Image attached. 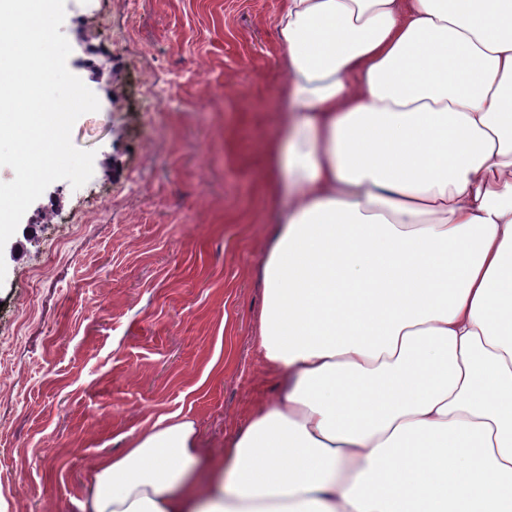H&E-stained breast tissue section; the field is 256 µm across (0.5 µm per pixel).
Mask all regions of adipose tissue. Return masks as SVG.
Segmentation results:
<instances>
[{
    "mask_svg": "<svg viewBox=\"0 0 512 512\" xmlns=\"http://www.w3.org/2000/svg\"><path fill=\"white\" fill-rule=\"evenodd\" d=\"M274 25L278 391L218 451L141 429L83 510L512 512V0H281Z\"/></svg>",
    "mask_w": 512,
    "mask_h": 512,
    "instance_id": "obj_1",
    "label": "adipose tissue"
}]
</instances>
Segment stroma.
I'll list each match as a JSON object with an SVG mask.
<instances>
[{
    "instance_id": "stroma-1",
    "label": "stroma",
    "mask_w": 512,
    "mask_h": 512,
    "mask_svg": "<svg viewBox=\"0 0 512 512\" xmlns=\"http://www.w3.org/2000/svg\"><path fill=\"white\" fill-rule=\"evenodd\" d=\"M279 5L65 0L67 67L100 102L71 140L94 171L52 183L0 251V512H81L131 433L177 413L220 449L273 394L254 324Z\"/></svg>"
}]
</instances>
